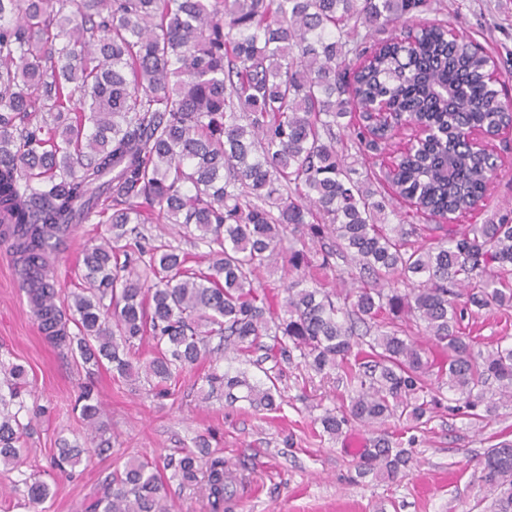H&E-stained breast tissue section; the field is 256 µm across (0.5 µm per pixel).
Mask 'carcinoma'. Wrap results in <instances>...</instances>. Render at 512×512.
Returning <instances> with one entry per match:
<instances>
[{
    "label": "carcinoma",
    "instance_id": "cac0c4a2",
    "mask_svg": "<svg viewBox=\"0 0 512 512\" xmlns=\"http://www.w3.org/2000/svg\"><path fill=\"white\" fill-rule=\"evenodd\" d=\"M434 10V0H0V224L28 268L24 292L45 339L84 367L108 363L166 394L186 368L227 349L245 356L268 338L267 351H296L352 386L348 403L319 418L331 437L352 421L424 424L445 386L475 419L495 415L512 400V342L477 351L464 319L512 308V222L385 223V208L403 201L417 216L472 214L504 163L470 149L508 111L489 61L473 41L448 38V25L419 19ZM376 100L434 131L384 166L380 201L348 177L336 147L342 128L360 153H383L392 136L369 115ZM103 198L112 238L84 250L88 287L61 307L39 263L57 232L100 216ZM154 215L195 226L207 270L160 244L140 251L144 278L123 275L121 242ZM306 234L332 240L321 266L341 260L354 287L307 285V253L283 247ZM282 259L296 279L274 301L255 281ZM361 326L368 339L358 341ZM146 337L148 359L137 347ZM277 380L205 377L207 395L267 411ZM25 385L24 367L0 358V465L11 470L26 464ZM76 405L99 429L93 387ZM109 445L64 439L57 465L90 462ZM411 460L379 434L357 476L394 480ZM167 470L182 486L204 482L212 512H224L239 481L201 438L161 462L126 461L85 512H172ZM478 473L497 512H512V440L488 449ZM22 484L31 508L47 499L44 483Z\"/></svg>",
    "mask_w": 512,
    "mask_h": 512
}]
</instances>
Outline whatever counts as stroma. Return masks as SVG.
Here are the masks:
<instances>
[{"label": "stroma", "mask_w": 512, "mask_h": 512, "mask_svg": "<svg viewBox=\"0 0 512 512\" xmlns=\"http://www.w3.org/2000/svg\"><path fill=\"white\" fill-rule=\"evenodd\" d=\"M426 20L478 41L497 63L496 76L512 93V0H437ZM504 164L497 172L491 197L473 214L475 223L505 214L512 204V135L495 139ZM140 230L145 244L166 243L201 263L206 252L185 232L170 225L148 223ZM107 225H77L63 250L48 259L51 274L65 291L78 288L82 250L108 237ZM0 355L28 371L26 402L46 411L34 419L25 438L28 473L48 485L46 512H84L119 462L131 457L172 454L192 447L204 436L212 451L242 476L225 512H492L493 497L480 490L476 463L496 443L512 436V402L500 407L495 420L484 424L452 410L454 396L441 390L427 424L410 428L394 423L364 426L350 423L342 436L323 435L318 421L325 409L346 401L343 377H323L284 358H270L257 348L245 359L202 362L179 377L174 395L149 394L146 382L114 379L110 366L86 374L70 353L47 344L32 317L21 289L17 264L8 245L0 243ZM245 373L261 382L276 373L283 399L278 410L258 411L248 402L228 403L207 397L205 376L211 368ZM93 380L102 407L109 456L94 459L65 475L51 464L59 439L84 437L88 428L72 404L79 387ZM388 433L413 451L409 467L395 481L357 478L358 454L347 441L358 434L371 438Z\"/></svg>", "instance_id": "stroma-1"}]
</instances>
